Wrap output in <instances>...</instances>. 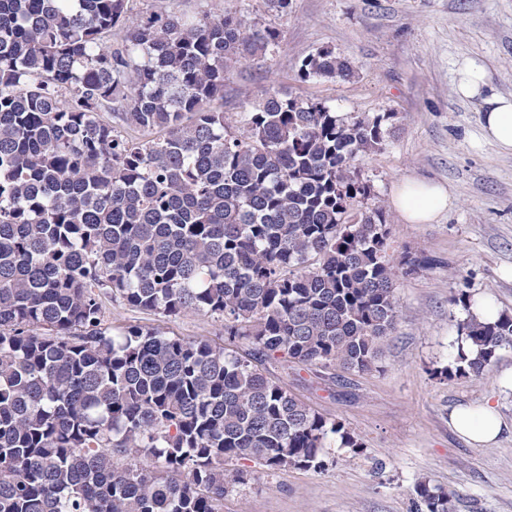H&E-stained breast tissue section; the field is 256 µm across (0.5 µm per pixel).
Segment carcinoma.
I'll use <instances>...</instances> for the list:
<instances>
[{
  "label": "carcinoma",
  "mask_w": 512,
  "mask_h": 512,
  "mask_svg": "<svg viewBox=\"0 0 512 512\" xmlns=\"http://www.w3.org/2000/svg\"><path fill=\"white\" fill-rule=\"evenodd\" d=\"M128 3L0 0V512H224L233 460L320 470L336 441L361 448L222 347L112 328L104 295L355 372L398 319L386 217L354 209L385 116L271 89L237 132L211 103L278 33L232 12L131 22ZM352 73L330 48L299 68ZM463 329L477 353L447 377L512 347V316Z\"/></svg>",
  "instance_id": "carcinoma-1"
}]
</instances>
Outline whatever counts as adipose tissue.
Segmentation results:
<instances>
[{"mask_svg": "<svg viewBox=\"0 0 512 512\" xmlns=\"http://www.w3.org/2000/svg\"><path fill=\"white\" fill-rule=\"evenodd\" d=\"M480 125L483 139L499 152L512 153V95H496L486 101ZM392 205L409 224H429L453 205V196L444 184L407 179L397 188ZM453 430L470 443L495 444L507 424L492 401L477 407L460 406L449 415Z\"/></svg>", "mask_w": 512, "mask_h": 512, "instance_id": "ef3b65f1", "label": "adipose tissue"}]
</instances>
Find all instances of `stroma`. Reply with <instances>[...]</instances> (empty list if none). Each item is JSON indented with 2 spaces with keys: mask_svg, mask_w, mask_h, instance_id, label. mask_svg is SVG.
Listing matches in <instances>:
<instances>
[{
  "mask_svg": "<svg viewBox=\"0 0 512 512\" xmlns=\"http://www.w3.org/2000/svg\"><path fill=\"white\" fill-rule=\"evenodd\" d=\"M131 17L155 7L171 13L236 12L249 26L278 31L277 46L236 63L214 101L243 129L251 106L270 88L324 102L338 114L388 118L381 150L359 159L371 188L366 208L383 209L387 254L396 267L400 317L375 368L350 372L282 357L259 369L319 413L341 422L359 450L329 449L321 470L271 471L249 459L229 483L224 512H413L419 482L455 492L456 512H512V347L499 351L478 378L443 377L457 356L469 309L459 294L489 299L512 316V154L481 137L482 99L457 96L458 68L482 66L487 93L512 94V0H130ZM321 48L346 57V80L304 81L302 60ZM445 184L453 206L430 224L405 223L391 198L405 179ZM422 260L407 271L403 257ZM116 326L138 325L168 336L203 338L242 359L249 341L226 342L224 324L208 315L169 319L106 301ZM496 403L511 429L492 446H473L448 424L452 409Z\"/></svg>",
  "mask_w": 512,
  "mask_h": 512,
  "instance_id": "35a3bbf8",
  "label": "stroma"
}]
</instances>
